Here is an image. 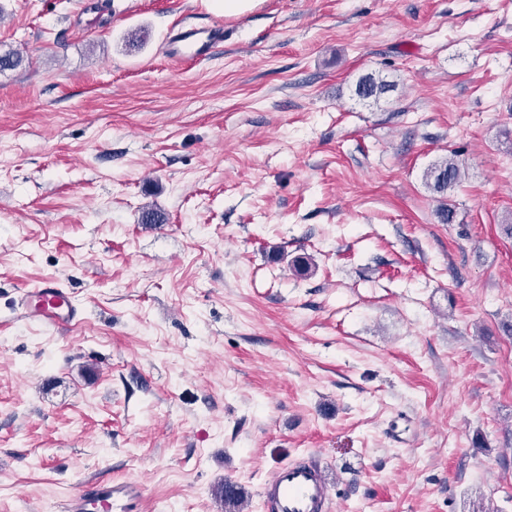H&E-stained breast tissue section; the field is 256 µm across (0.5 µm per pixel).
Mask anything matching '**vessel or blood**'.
<instances>
[{
	"mask_svg": "<svg viewBox=\"0 0 512 512\" xmlns=\"http://www.w3.org/2000/svg\"><path fill=\"white\" fill-rule=\"evenodd\" d=\"M224 40L223 25L189 29L168 41V53L176 59H203ZM23 315L53 330L76 325L82 315L71 291L58 281L44 280L25 290ZM260 496L267 512H328L333 489L322 467L312 462H287L263 483ZM143 497L136 481L95 482L83 485L65 502L63 512H135Z\"/></svg>",
	"mask_w": 512,
	"mask_h": 512,
	"instance_id": "obj_1",
	"label": "vessel or blood"
}]
</instances>
